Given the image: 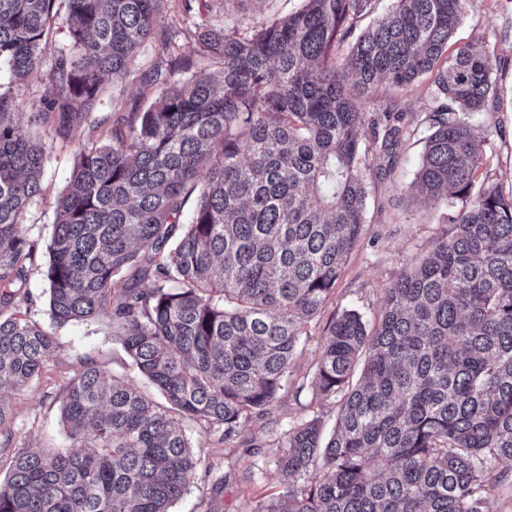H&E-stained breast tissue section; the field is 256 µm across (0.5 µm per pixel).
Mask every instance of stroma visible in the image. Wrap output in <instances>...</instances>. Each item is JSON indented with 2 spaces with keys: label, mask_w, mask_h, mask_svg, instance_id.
Masks as SVG:
<instances>
[{
  "label": "stroma",
  "mask_w": 512,
  "mask_h": 512,
  "mask_svg": "<svg viewBox=\"0 0 512 512\" xmlns=\"http://www.w3.org/2000/svg\"><path fill=\"white\" fill-rule=\"evenodd\" d=\"M299 4L300 0H164L158 23L180 26L176 42L188 48L195 44L196 23L220 26L231 20L245 26L261 18L287 15ZM479 40L495 61L493 78L499 99L494 112L469 116L470 123L485 137L482 153L486 162L477 175L507 189L512 187V0H465L463 21L452 46L458 49ZM433 91L426 78L400 90V97L409 106L404 118L408 134L398 147L397 164L386 173L368 172L361 244L348 259L322 310L309 324L295 370L267 414L251 416L238 436L231 439L219 432H204L196 423L183 422L198 463L172 512H253L258 502L279 495L282 489L275 466L281 429L313 415L321 417L327 429H334L337 404L318 398L310 385L326 328L347 309L357 310L368 325H375L390 283L421 260L435 240L450 229L446 204L412 196L408 191L432 132L426 115ZM154 96V91L136 79L117 88L107 82L93 116L111 121L119 114L142 108ZM92 136L90 124L85 123L70 139H46L41 192L22 217L21 230L35 251L34 264L27 272V317L52 332L56 347L38 378L5 394L11 418L0 425L1 485L9 478L11 459L19 450L70 447L58 397L83 361L94 360L109 375L148 396L156 394L120 344L113 341L108 316L62 326L50 317L44 271L47 246L54 232L55 203L67 184L78 144Z\"/></svg>",
  "instance_id": "obj_1"
}]
</instances>
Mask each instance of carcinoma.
<instances>
[{
	"instance_id": "1",
	"label": "carcinoma",
	"mask_w": 512,
	"mask_h": 512,
	"mask_svg": "<svg viewBox=\"0 0 512 512\" xmlns=\"http://www.w3.org/2000/svg\"><path fill=\"white\" fill-rule=\"evenodd\" d=\"M59 1L70 48L28 114L47 135L70 138L104 79L134 75L139 45L171 55L142 75L157 93L144 111L78 145L45 270L53 321L110 314L163 401L85 363L59 396L73 448L16 453L0 512H171L196 466L178 419L229 438L288 382L361 240V134L393 157L395 91L423 76L433 132L409 191L455 208L452 228L386 289L373 330L356 310L330 323L311 386L340 403L338 429L288 424L284 491L253 512H485L495 463L512 461V191L476 184L484 138L466 117L493 111L497 88L480 46L448 52L465 0H393L366 27L376 0H302L204 28L190 52L157 27L160 0H0V392L40 376L55 348L15 312L34 260L20 218L45 154L19 133L14 88L38 73ZM382 82L393 92L373 114L363 101Z\"/></svg>"
}]
</instances>
